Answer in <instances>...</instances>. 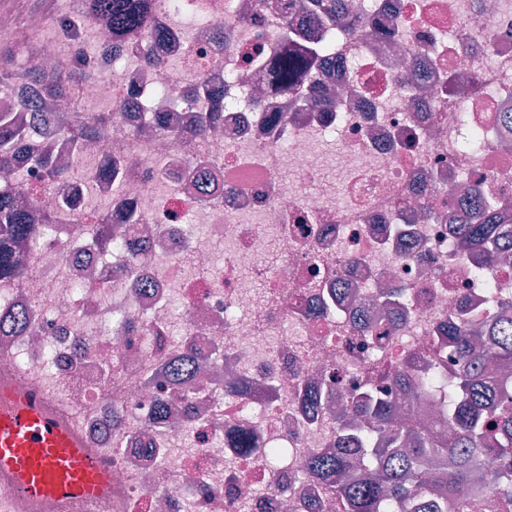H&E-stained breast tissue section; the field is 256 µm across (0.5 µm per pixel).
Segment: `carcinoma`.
<instances>
[{
	"instance_id": "obj_1",
	"label": "carcinoma",
	"mask_w": 512,
	"mask_h": 512,
	"mask_svg": "<svg viewBox=\"0 0 512 512\" xmlns=\"http://www.w3.org/2000/svg\"><path fill=\"white\" fill-rule=\"evenodd\" d=\"M337 2L319 0L326 29L322 43L310 46L289 39L274 50L275 87L320 112L331 111V106L307 100L304 89L314 75L316 58L327 52L330 40L344 26ZM253 6L257 12L274 9L288 16L306 9L301 0H254ZM75 9L76 21L106 24L113 39L129 43V50L138 53L143 64L155 65L138 39L145 32L164 33L157 18V0H76ZM40 52L30 47L20 60L16 46L0 44V87L15 86L18 108L33 113L35 120L39 117L34 111L37 99L67 93L74 100L80 82L99 77L94 65L81 55L54 70L33 72L26 59ZM212 95L209 81L201 76L183 101L192 106L199 98ZM107 132L102 123L81 121L66 135L79 146ZM28 136L26 123L0 115V226L6 228L0 236V278L25 277L16 251L32 235L35 216L15 210L11 198L18 148ZM34 160L45 171L47 188L58 195L59 204L66 209L73 207L75 192L69 189V179L75 177L73 169L49 151L34 156ZM485 242L499 246V254L512 251V224L484 220L463 225L457 252L464 254ZM492 303L496 304L495 317L489 319L477 312L455 320L445 335L437 337L440 344L452 348L457 363L450 380L437 368L429 372V378L448 396L442 424L454 430L453 442L410 419L399 421L398 398L375 387L351 395L350 407L358 420L344 415L340 424L342 439L357 444V448L334 456L314 453L308 461L310 474L336 491L344 512H401L410 499L420 502V512H466V497L476 494L512 504V375L489 372L492 366L512 364V304L495 299ZM193 364V355L182 352L169 364L170 380L189 381ZM392 380L400 387L401 398L415 407L424 388L421 378L404 367ZM361 468L375 471L376 476L369 481L351 479L350 475Z\"/></svg>"
}]
</instances>
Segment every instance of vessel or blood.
I'll return each instance as SVG.
<instances>
[{"label": "vessel or blood", "mask_w": 512, "mask_h": 512, "mask_svg": "<svg viewBox=\"0 0 512 512\" xmlns=\"http://www.w3.org/2000/svg\"><path fill=\"white\" fill-rule=\"evenodd\" d=\"M0 471L11 475L13 491L35 498L93 497L109 481L106 465L36 393L10 386H0Z\"/></svg>", "instance_id": "1"}]
</instances>
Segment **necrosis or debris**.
Here are the masks:
<instances>
[{
    "label": "necrosis or debris",
    "mask_w": 512,
    "mask_h": 512,
    "mask_svg": "<svg viewBox=\"0 0 512 512\" xmlns=\"http://www.w3.org/2000/svg\"><path fill=\"white\" fill-rule=\"evenodd\" d=\"M158 18L147 67L114 46L103 23L56 40L44 13L19 16L0 0V34L24 28L57 60L91 49L101 76L77 103L50 99L57 129L73 117L108 133L76 154L80 201L53 234L42 223L19 250L27 275L0 279V311L29 312L22 334H0V384L40 393L109 468L107 490L80 502L44 503L9 491L0 512H341L307 471L312 453L344 443L336 413L366 384L387 385L410 362L455 370L435 338L480 308L512 300V257L457 254L455 232L483 213L512 223V0H386L380 14L343 0L348 30L319 71L328 112L299 111L273 92L244 51L271 48L285 26L252 0H177ZM240 73L239 85L224 76ZM234 103L221 130L197 136L177 103L199 74ZM138 91L143 111L167 113L178 136L131 122L117 103ZM125 163V180L98 176ZM12 195L22 212L58 208L32 158ZM338 170L343 193L323 186ZM263 283L246 285L244 271ZM404 288L383 304L381 289ZM182 303L174 326L171 300ZM386 329L379 343L368 333ZM200 370L170 390L185 415L156 426L150 376L185 348ZM326 388L315 420L306 388ZM254 452H244L239 436Z\"/></svg>",
    "instance_id": "1"
}]
</instances>
